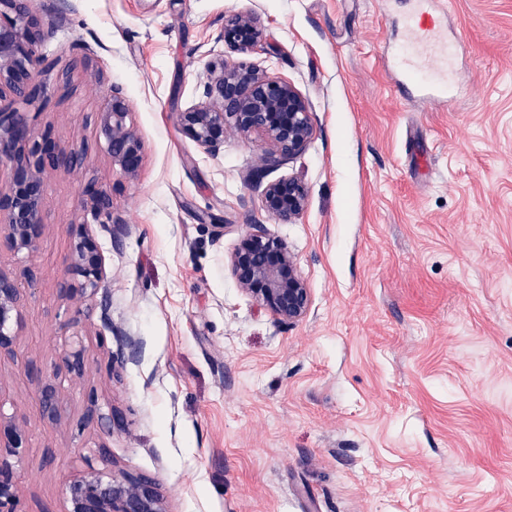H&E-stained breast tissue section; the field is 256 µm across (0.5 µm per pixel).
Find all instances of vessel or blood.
<instances>
[{"mask_svg": "<svg viewBox=\"0 0 512 512\" xmlns=\"http://www.w3.org/2000/svg\"><path fill=\"white\" fill-rule=\"evenodd\" d=\"M410 36L402 50L407 77L417 78L421 88L441 96L448 78V41L435 18L409 20Z\"/></svg>", "mask_w": 512, "mask_h": 512, "instance_id": "vessel-or-blood-1", "label": "vessel or blood"}]
</instances>
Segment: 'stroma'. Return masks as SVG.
<instances>
[{"mask_svg": "<svg viewBox=\"0 0 512 512\" xmlns=\"http://www.w3.org/2000/svg\"><path fill=\"white\" fill-rule=\"evenodd\" d=\"M413 3L70 0L59 19L29 0L69 77L32 125L85 160L47 174L37 249L0 251V273L37 279L0 359V409L29 431L26 512H64L65 477L90 467L154 478L170 512H512V0H448L444 103L394 90ZM233 14L263 27L241 61L292 83L315 127L272 170L258 136L213 156L176 123ZM113 85L145 147L131 180L94 124ZM282 176L309 189L291 224L261 204ZM90 180L113 223L80 207ZM74 224L100 245L111 326L58 291ZM252 224L287 242L302 321L237 285L228 258ZM78 346L91 365L59 378L45 424L17 369Z\"/></svg>", "mask_w": 512, "mask_h": 512, "instance_id": "1", "label": "stroma"}]
</instances>
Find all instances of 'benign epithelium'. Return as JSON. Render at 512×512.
<instances>
[{
  "label": "benign epithelium",
  "mask_w": 512,
  "mask_h": 512,
  "mask_svg": "<svg viewBox=\"0 0 512 512\" xmlns=\"http://www.w3.org/2000/svg\"><path fill=\"white\" fill-rule=\"evenodd\" d=\"M45 38L43 22L26 0H0V98L10 93L26 103L44 98L47 86L31 85V70L39 67L57 80L67 71L58 61L41 53ZM259 21L249 15L224 20L218 40L232 50L249 52L262 42ZM130 109L122 88L113 85L97 119L112 166L125 178L138 175L144 158V143L127 123ZM180 132L206 152L224 149L228 131L256 134L267 149L261 161L274 168L301 154L313 139L308 104L285 80L267 75L260 68L233 58H220L208 65L198 102L177 113ZM81 152L56 149L51 137L38 135L29 113L0 107V166H10L9 186L0 188V246L17 253L34 249L42 235L43 185L46 170L77 167ZM81 204L97 219L112 220V197L88 182L80 190ZM308 189L288 176L269 182L263 190L262 208L283 224L298 218L308 205ZM72 259L59 283L71 298L94 296L102 288V256L95 238L83 224L70 227ZM240 288L279 322L294 324L304 319L311 304L310 290L288 244L264 224H251L229 259ZM34 289L26 290L0 273V356L14 355L16 333L11 322ZM88 366L83 350L64 352L50 368L24 366L20 375L34 385L36 407L42 419L56 424L62 419L64 398L56 380L64 373L80 376ZM29 447L26 428L0 408V512H23L21 489L14 464L22 462ZM66 512H168L156 483L144 476L122 473L106 476L93 468L64 481Z\"/></svg>",
  "instance_id": "1"
}]
</instances>
